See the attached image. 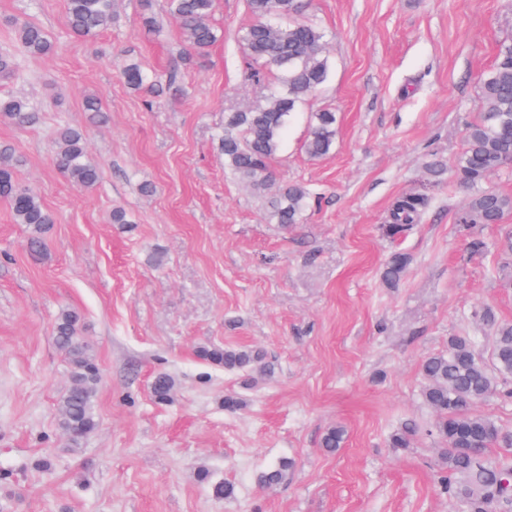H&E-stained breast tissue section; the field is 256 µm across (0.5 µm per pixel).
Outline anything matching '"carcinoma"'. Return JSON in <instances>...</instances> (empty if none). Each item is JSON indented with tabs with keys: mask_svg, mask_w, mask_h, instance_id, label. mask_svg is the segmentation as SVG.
<instances>
[{
	"mask_svg": "<svg viewBox=\"0 0 512 512\" xmlns=\"http://www.w3.org/2000/svg\"><path fill=\"white\" fill-rule=\"evenodd\" d=\"M113 0H65V17L70 32L78 37L94 34L112 19ZM213 0H171V17L179 26L184 43L196 57H205L217 41V32L209 23ZM254 23L245 30L243 44L249 58L268 69L281 72L284 90L244 109L224 113V135L220 148L224 164L238 181L259 195L270 194L269 217L284 227L299 222L307 203L308 192L299 184L279 183L271 161L277 156L288 116L297 110L327 82L330 73L325 34L310 22H299L292 15L299 11L298 0H248ZM287 19L274 24L269 17ZM14 41L30 55L51 50L47 33L34 23L16 21ZM125 82L135 90L145 89L155 97L173 87L149 81L148 75L134 60L121 64ZM0 77L16 79L19 71L15 55L0 54ZM0 114L17 126L37 121L36 111L21 99L0 100ZM336 137V113L315 114L314 124L303 148L318 158L332 149ZM19 159L8 145L0 147V200L8 203L14 222L28 229L27 244L40 253L45 248V234L53 223L51 213L38 193L18 182L15 168ZM54 169L64 178L84 187L95 186L101 171L87 156L83 134L70 126L60 125L54 132ZM512 166V42L500 45L496 60L485 73L480 90L479 113L466 128V148L454 162L458 182L470 190L459 222L469 232L483 224H503L512 212V197L483 187L486 179ZM428 200L420 194L397 198L389 209L385 233L395 238L422 220ZM409 265L401 252L387 259L382 277L397 284ZM494 333L490 352L483 354L468 335L448 338V349L424 358L420 364L423 380L422 399L434 415L428 433L436 436L439 449L440 483L455 505L467 512H484L482 503L512 505V487L499 482L512 475V429L503 428L477 412L475 406L501 392V385L512 378V322H500L493 313H483ZM82 317L75 310H64L53 325L56 344L67 355L70 385L59 403L60 427L77 448L95 431L98 422L93 400L102 382V373L91 346L80 333ZM211 364L229 370L257 369L272 373L265 357L254 350L210 345L199 350ZM174 380L166 373L152 381L156 400H168ZM422 427L407 419L390 436V447L405 450L411 446ZM344 430L332 427L321 439V447L332 454L342 447ZM495 446L503 450L492 459L487 451ZM292 462L283 459L261 472L259 482L265 486L279 484Z\"/></svg>",
	"mask_w": 512,
	"mask_h": 512,
	"instance_id": "1",
	"label": "carcinoma"
}]
</instances>
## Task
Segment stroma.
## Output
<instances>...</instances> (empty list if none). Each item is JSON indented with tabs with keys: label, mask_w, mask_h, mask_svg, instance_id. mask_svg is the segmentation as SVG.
Wrapping results in <instances>:
<instances>
[{
	"label": "stroma",
	"mask_w": 512,
	"mask_h": 512,
	"mask_svg": "<svg viewBox=\"0 0 512 512\" xmlns=\"http://www.w3.org/2000/svg\"><path fill=\"white\" fill-rule=\"evenodd\" d=\"M63 3L0 0V45L16 19L53 42L24 79L0 78V97L38 109L24 128L0 119V144L54 217L36 257L0 201V512H455L437 440L404 451L388 440L405 419H432L423 358L461 334L489 347L483 310L512 321V253L497 226L479 228L487 248L471 252L458 221L467 190L425 170L464 149L482 77L512 40V0H300L299 19L326 35L330 75L289 117L273 162L280 182L310 194L288 229L219 146L225 112L280 86L271 70L250 77L247 0H214L218 40L202 62L169 0H114L111 22L86 38L68 33ZM147 11L159 29L145 28ZM122 58L178 69V81L150 97L126 85ZM90 95L105 122L85 112ZM323 110L337 116L336 143L312 158L302 145ZM62 123L83 132L95 187L54 171ZM415 193L428 198L421 223L387 237L392 201ZM117 207L127 223H113ZM394 252L410 264L390 287L381 270ZM65 309L81 313L102 370L98 427L77 448L59 427L69 372L52 323ZM203 345L261 350L274 372L250 386L202 359ZM159 372L176 380L166 403L151 391ZM230 393L243 409L225 410ZM333 426L345 440L329 454L320 442ZM283 458L284 480L260 484ZM217 483L234 497H215Z\"/></svg>",
	"instance_id": "1"
}]
</instances>
